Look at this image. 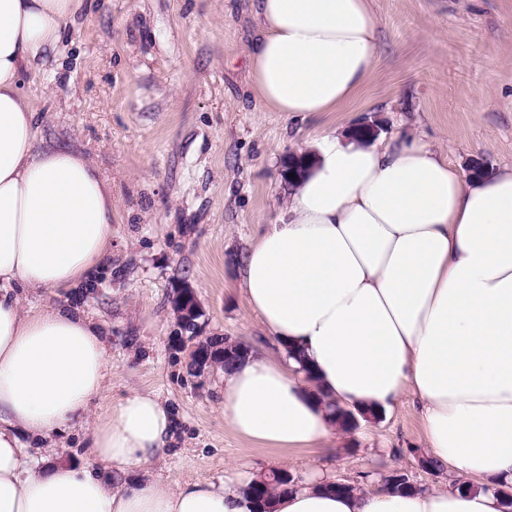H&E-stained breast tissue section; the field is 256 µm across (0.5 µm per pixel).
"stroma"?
Listing matches in <instances>:
<instances>
[{
	"label": "stroma",
	"instance_id": "1",
	"mask_svg": "<svg viewBox=\"0 0 512 512\" xmlns=\"http://www.w3.org/2000/svg\"><path fill=\"white\" fill-rule=\"evenodd\" d=\"M372 6L376 69L327 124L341 133L367 119L385 136L416 134L463 173L475 160L511 166L512 0ZM256 31L252 0H92L66 24L59 52L26 76L38 145L85 152L112 182V263L82 301L103 327L112 375L58 447L29 454L41 468L93 465L94 425L118 399L151 391L171 409L175 437L134 471L137 479L219 485L233 466L308 480L325 467L366 488L395 469L417 486L443 485L447 474L418 465L424 441L413 400L339 434L332 452L264 448L225 424L221 370L194 376L186 353L170 344L172 296L186 283L202 307L197 336L276 353L246 304L237 266L274 222L288 190L281 166L311 144L314 128L257 103L246 57Z\"/></svg>",
	"mask_w": 512,
	"mask_h": 512
}]
</instances>
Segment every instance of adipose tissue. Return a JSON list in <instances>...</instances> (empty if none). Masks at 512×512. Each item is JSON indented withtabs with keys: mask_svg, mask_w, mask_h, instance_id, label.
Here are the masks:
<instances>
[{
	"mask_svg": "<svg viewBox=\"0 0 512 512\" xmlns=\"http://www.w3.org/2000/svg\"><path fill=\"white\" fill-rule=\"evenodd\" d=\"M84 0H0V512H250L235 468L223 486L113 485L171 442L154 394L134 392L93 430L99 468L43 471L23 451L87 414L110 372L98 323L23 310L18 289L87 285L112 254V183L89 156L36 147L24 77L58 53ZM251 86L266 112L317 121L316 148L283 215L245 252L240 286L277 344L224 371V421L248 442L332 446L327 402L384 413L417 402L453 483L335 495L300 482L273 512H502L512 487V166L466 179L429 143L341 138L323 118L377 63L370 0H253Z\"/></svg>",
	"mask_w": 512,
	"mask_h": 512,
	"instance_id": "1",
	"label": "adipose tissue"
}]
</instances>
